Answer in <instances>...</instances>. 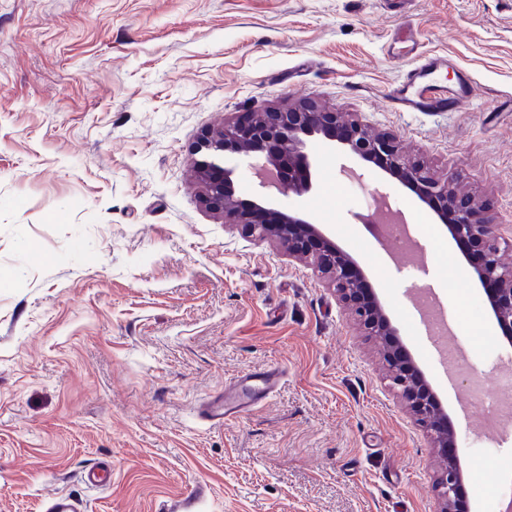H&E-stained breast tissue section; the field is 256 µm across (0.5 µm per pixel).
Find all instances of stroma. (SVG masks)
<instances>
[{
  "mask_svg": "<svg viewBox=\"0 0 512 512\" xmlns=\"http://www.w3.org/2000/svg\"><path fill=\"white\" fill-rule=\"evenodd\" d=\"M472 80L450 112L389 100L420 55ZM309 100L392 133L500 225L512 266V0H0V512H437L441 463L378 341L304 258L199 199L208 131ZM309 217L356 260L453 422L472 512H502L512 439L486 400L512 346L435 213L339 143H307ZM404 215L419 259L364 222ZM278 368L266 404L200 405ZM100 461L110 485L88 490Z\"/></svg>",
  "mask_w": 512,
  "mask_h": 512,
  "instance_id": "35a3bbf8",
  "label": "stroma"
}]
</instances>
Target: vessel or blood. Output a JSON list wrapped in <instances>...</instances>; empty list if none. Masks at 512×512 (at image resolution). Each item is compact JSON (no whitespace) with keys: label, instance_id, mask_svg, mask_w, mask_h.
Masks as SVG:
<instances>
[{"label":"vessel or blood","instance_id":"vessel-or-blood-1","mask_svg":"<svg viewBox=\"0 0 512 512\" xmlns=\"http://www.w3.org/2000/svg\"><path fill=\"white\" fill-rule=\"evenodd\" d=\"M446 65L443 57L427 55L408 71L405 80L395 86L390 97L394 107L402 112H444L459 105L470 93L468 75H461L451 86L442 84L437 74ZM280 378L279 371L263 370L244 375L223 397L211 402L204 410L207 418L229 421L267 398Z\"/></svg>","mask_w":512,"mask_h":512}]
</instances>
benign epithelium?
I'll return each mask as SVG.
<instances>
[{"instance_id": "1", "label": "benign epithelium", "mask_w": 512, "mask_h": 512, "mask_svg": "<svg viewBox=\"0 0 512 512\" xmlns=\"http://www.w3.org/2000/svg\"><path fill=\"white\" fill-rule=\"evenodd\" d=\"M338 123L336 113L304 104L286 111L255 114L248 135L243 134L238 124L212 133L204 139V148L213 152L216 159L203 161L196 167L201 199L224 218V223L242 225L251 235L274 240L279 250L290 258H309L365 334L382 341L383 362L391 383L430 438L433 452L442 457L434 484L439 512H464L465 475L461 458L457 452L446 455L447 449L456 447L450 417L428 384L411 375L393 355L387 338L397 335V331L389 316L376 295L363 300L348 276L349 269L355 267V259L305 217L270 208L264 199L246 202L237 199L233 171L217 160L226 151L261 153L262 184L280 193L301 195L313 187L307 138L321 135L339 141L347 152L397 179L430 204L452 238L471 242L481 253L483 263L474 267L476 279L502 337L511 345L512 268L503 266L499 260L501 225L489 223L484 208L454 184L434 177L420 164L407 161L394 135L372 133L365 124L352 119L343 122L346 136L340 139L336 137Z\"/></svg>"}]
</instances>
